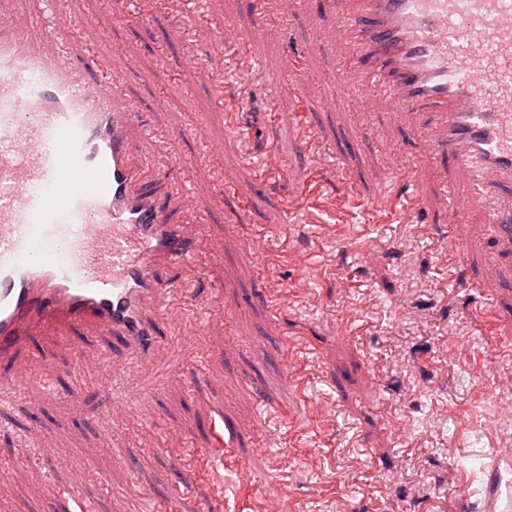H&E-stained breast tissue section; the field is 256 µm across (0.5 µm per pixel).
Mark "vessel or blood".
I'll return each instance as SVG.
<instances>
[{
    "label": "vessel or blood",
    "mask_w": 512,
    "mask_h": 512,
    "mask_svg": "<svg viewBox=\"0 0 512 512\" xmlns=\"http://www.w3.org/2000/svg\"><path fill=\"white\" fill-rule=\"evenodd\" d=\"M34 27L16 23L27 0H0V362H20L55 328L93 329L113 349L149 359L170 283L202 241L161 198L129 151L140 124L111 68L89 74L68 48L74 22L47 0ZM342 66L392 118L421 113L431 153L472 182L496 237L512 242V0H332Z\"/></svg>",
    "instance_id": "b4317fda"
}]
</instances>
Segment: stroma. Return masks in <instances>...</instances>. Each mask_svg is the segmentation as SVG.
Segmentation results:
<instances>
[{"instance_id": "1", "label": "stroma", "mask_w": 512, "mask_h": 512, "mask_svg": "<svg viewBox=\"0 0 512 512\" xmlns=\"http://www.w3.org/2000/svg\"><path fill=\"white\" fill-rule=\"evenodd\" d=\"M77 27L72 61L112 58L114 72L156 141L134 137L188 187L176 213L203 242L190 264L166 268L197 298L171 292L182 315L138 384L132 356L109 359L108 342L84 337L80 358L35 337L31 374L0 404V448L24 438L35 452L0 476V512H512V284L481 206L457 235L466 273L445 253L455 181L428 153L423 122L391 124L386 101L347 103L355 78L339 79L346 54L332 42L330 0H269L270 21L251 27L252 0H208L190 18L183 0H135L117 22L108 0H68ZM249 29L247 55L225 58L224 31ZM94 55H87V48ZM299 76H268L288 53ZM344 103H325L324 78ZM299 85L300 93L290 92ZM240 102L242 134L224 102ZM305 113L318 158L293 127ZM179 132L169 146V132ZM419 163L429 224L378 208L389 172ZM354 184L358 204L340 203ZM263 239L262 254L252 249ZM479 280L470 288L467 278ZM125 384L111 397L103 386ZM82 390L72 400L71 388ZM103 412L107 427L94 421ZM224 439L236 463L212 482L200 453ZM135 450L133 457L123 447ZM486 464L477 490L464 469ZM55 480L65 497L49 495Z\"/></svg>"}]
</instances>
